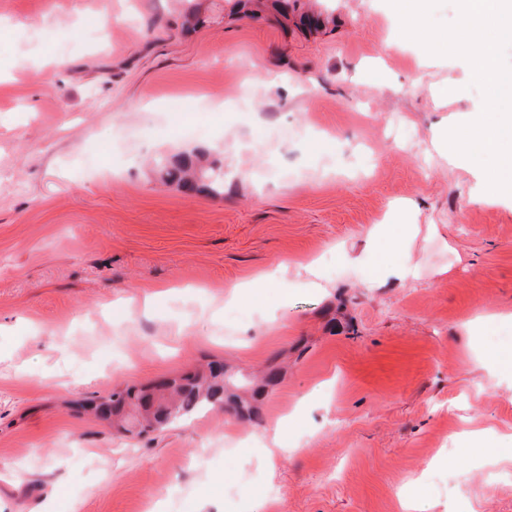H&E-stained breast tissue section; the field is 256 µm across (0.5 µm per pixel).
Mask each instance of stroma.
<instances>
[{"instance_id":"1","label":"stroma","mask_w":512,"mask_h":512,"mask_svg":"<svg viewBox=\"0 0 512 512\" xmlns=\"http://www.w3.org/2000/svg\"><path fill=\"white\" fill-rule=\"evenodd\" d=\"M201 11L188 29L175 0H0V512H512L492 454L512 446V212L432 147L481 90L389 47L388 0ZM444 81L464 97L439 108ZM196 147L223 197L154 174ZM395 200L417 275L369 286L348 260ZM273 359L255 423L217 406L134 437L78 407Z\"/></svg>"}]
</instances>
